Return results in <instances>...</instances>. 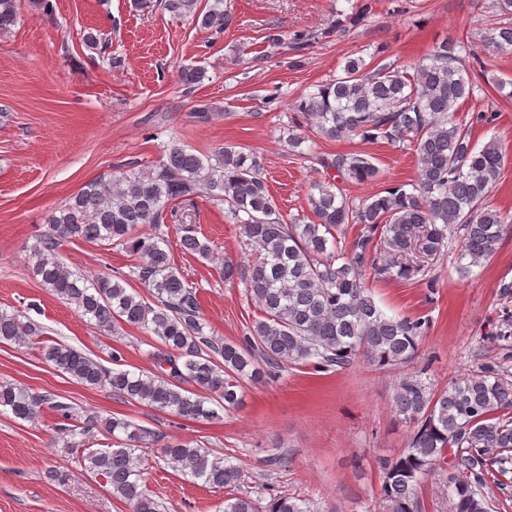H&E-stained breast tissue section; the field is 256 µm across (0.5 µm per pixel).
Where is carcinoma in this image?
Returning a JSON list of instances; mask_svg holds the SVG:
<instances>
[{"label":"carcinoma","mask_w":512,"mask_h":512,"mask_svg":"<svg viewBox=\"0 0 512 512\" xmlns=\"http://www.w3.org/2000/svg\"><path fill=\"white\" fill-rule=\"evenodd\" d=\"M224 0L208 10L200 0H164L169 13L190 17L203 28L222 30ZM19 0H0V32L15 25ZM506 22L489 30L486 45L512 51V0H494ZM461 42L446 39L412 68L391 64L368 69L360 58L347 60L342 73L302 97L297 111L317 135L330 140H385L409 144L417 172L409 182H393L358 205L334 182H315L307 194L310 217L286 221L267 188L257 156L225 146L204 159L173 146L166 160L86 184L47 217L49 233L31 248L33 273L51 295L101 327L117 322L153 334L154 371L110 369L66 343L44 340V359L80 384L104 389L126 401L191 420L217 416L213 405L230 411L241 403L239 379H276L295 366L316 372L347 368L362 358L379 370L410 363L429 328L422 316L389 317L375 304L365 272L383 278L428 275L442 253L448 231L459 233L460 278L470 276L512 232V218L489 203L505 166L497 141L478 147L471 129L456 121L461 105L479 85L460 66ZM343 182L377 181L380 170L361 152L320 156ZM206 197L224 204L240 226L251 264L241 267L214 256L209 240L192 228L180 236L181 249L215 264L219 277L240 281L264 313L241 342L204 331L198 290L174 266L167 240L144 236L141 226L159 227L175 201ZM358 225L349 246L337 233ZM68 239L121 246L137 256L134 271L146 293L128 287L124 277L101 274L93 280L70 270L59 258ZM44 327L24 313L0 311V343H36ZM396 412L410 424L406 448L381 461L380 512H424L418 487L432 473L447 474L449 512H493L491 493L512 486V375L486 365L437 392L419 373L395 384ZM49 405L66 424L67 450L81 449L80 462L103 479L112 497L132 512H166L146 487L136 451L160 446L172 468L219 489L238 486L243 470L209 448L191 441L161 439L130 420L72 423V407L49 395H36L0 382V411L21 420L38 418ZM100 428L124 435L118 448H87ZM224 512H314L309 501L273 495L262 504L248 496L224 501Z\"/></svg>","instance_id":"1"}]
</instances>
